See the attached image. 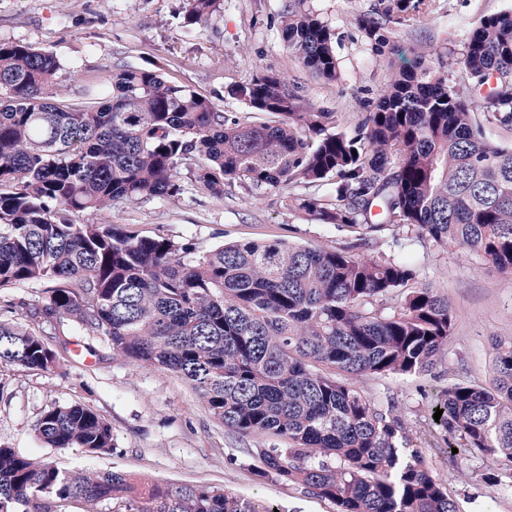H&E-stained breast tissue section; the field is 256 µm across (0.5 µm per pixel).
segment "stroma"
<instances>
[{"instance_id":"35a3bbf8","label":"stroma","mask_w":512,"mask_h":512,"mask_svg":"<svg viewBox=\"0 0 512 512\" xmlns=\"http://www.w3.org/2000/svg\"><path fill=\"white\" fill-rule=\"evenodd\" d=\"M290 0H223L210 25L187 31L185 0H0V41L54 52L63 68L57 81L67 99L79 101L85 86L102 82L115 66L159 69L164 77L212 98L224 111L246 108L226 93L228 85L271 69L302 86L317 106L340 112L353 130L391 69L413 65L418 46L433 44L446 57L459 56L482 16L512 8V0H435L415 27L387 24L389 47L374 51L357 25L377 0H305L336 35L338 80L327 82L292 56L281 32ZM84 224L131 227L144 235L189 239L198 252L231 242L283 241L311 248H340L350 233L287 210L277 197L260 200L234 187L217 199L192 188L171 199L81 215ZM400 238L416 269V286L447 298L453 330L443 362L412 375L364 376L362 391L379 405H394L426 463L449 487L461 512H512V463L476 458L452 465L431 420L433 399L421 388L440 387L449 371L484 382L492 359L491 339L512 336V275L466 248L441 249L400 229L378 232L365 254H392ZM75 352L60 368L43 372L0 367V444L62 470L146 474L168 484H207L272 505L275 512H334L306 489L257 476V452L267 437L244 436L214 420L180 376L115 358L100 340L77 336ZM83 404L112 426L114 448L88 455L77 448L42 445L34 431L38 414L52 404ZM499 475L500 483L485 481Z\"/></svg>"}]
</instances>
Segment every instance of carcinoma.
Masks as SVG:
<instances>
[{
    "mask_svg": "<svg viewBox=\"0 0 512 512\" xmlns=\"http://www.w3.org/2000/svg\"><path fill=\"white\" fill-rule=\"evenodd\" d=\"M221 0H186L188 28L207 26ZM429 0H378L359 27L374 49L384 26L414 27ZM288 51L317 77L339 78L336 36L302 0L282 15ZM390 73L354 131L273 70L228 86L264 121L226 112L154 69L116 67L88 101L56 97L62 63L0 42V290L46 284L38 306H6L0 365L51 371L45 326L66 318L128 362L180 374L210 415L240 434L288 440L258 452L261 476L306 488L336 512H460L403 422L367 397L362 376L430 372L442 363L452 313L414 267L353 250L388 227L412 226L439 248L463 247L512 274V9L486 15L461 56L433 46ZM470 79L460 90L454 74ZM483 118H478V114ZM190 182L224 197L295 183L317 188L283 205L355 243L311 249L282 242L222 245L202 255L185 239L145 236L76 217L112 203L171 199ZM401 291L398 309L379 302ZM489 384L448 376L435 426L464 457L512 463V336L491 339ZM48 448H114L112 425L80 404L53 405L35 424ZM275 512L210 485H165L119 471L58 469L0 445V512Z\"/></svg>",
    "mask_w": 512,
    "mask_h": 512,
    "instance_id": "cac0c4a2",
    "label": "carcinoma"
}]
</instances>
